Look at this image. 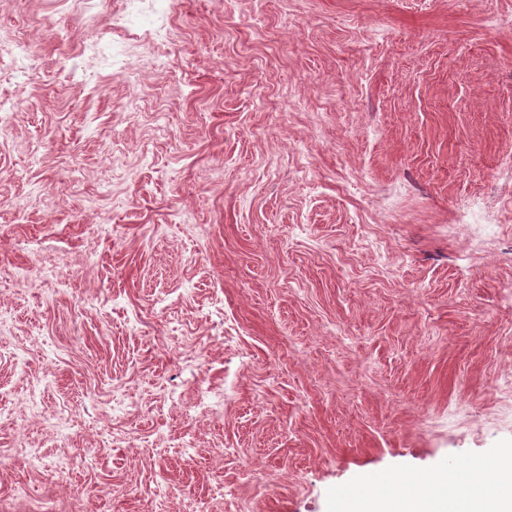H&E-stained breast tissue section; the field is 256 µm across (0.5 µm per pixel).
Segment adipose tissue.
I'll use <instances>...</instances> for the list:
<instances>
[{
  "label": "adipose tissue",
  "instance_id": "1",
  "mask_svg": "<svg viewBox=\"0 0 512 512\" xmlns=\"http://www.w3.org/2000/svg\"><path fill=\"white\" fill-rule=\"evenodd\" d=\"M470 493L467 512H512V456L499 460L493 470H468Z\"/></svg>",
  "mask_w": 512,
  "mask_h": 512
}]
</instances>
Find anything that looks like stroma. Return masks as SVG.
<instances>
[{
	"instance_id": "stroma-1",
	"label": "stroma",
	"mask_w": 512,
	"mask_h": 512,
	"mask_svg": "<svg viewBox=\"0 0 512 512\" xmlns=\"http://www.w3.org/2000/svg\"><path fill=\"white\" fill-rule=\"evenodd\" d=\"M168 4L0 0L37 55L0 79V512L467 489L512 451V0ZM100 34L133 75L61 81ZM188 356L224 391L191 419ZM129 13L133 19L143 23L153 22L163 11L167 0H129Z\"/></svg>"
}]
</instances>
